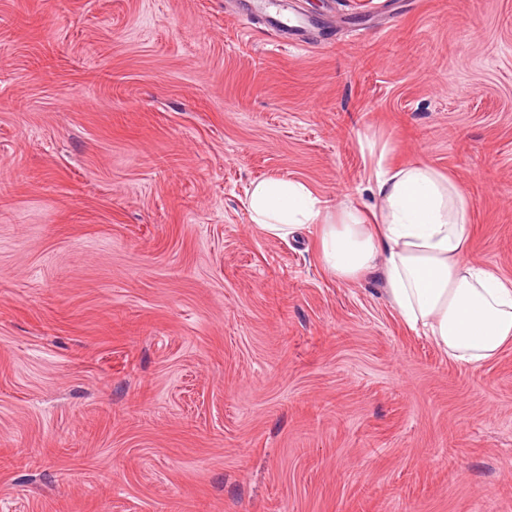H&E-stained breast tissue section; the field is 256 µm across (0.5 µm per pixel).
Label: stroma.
Masks as SVG:
<instances>
[{"mask_svg": "<svg viewBox=\"0 0 512 512\" xmlns=\"http://www.w3.org/2000/svg\"><path fill=\"white\" fill-rule=\"evenodd\" d=\"M0 0V512H512V346L462 366L250 182L455 176L512 278V0Z\"/></svg>", "mask_w": 512, "mask_h": 512, "instance_id": "1", "label": "stroma"}]
</instances>
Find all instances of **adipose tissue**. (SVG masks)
<instances>
[{
  "mask_svg": "<svg viewBox=\"0 0 512 512\" xmlns=\"http://www.w3.org/2000/svg\"><path fill=\"white\" fill-rule=\"evenodd\" d=\"M370 181L376 206L335 211L304 181L257 179L246 190V209L251 223L279 240L308 231L334 280L380 272L403 322L456 363L478 365L512 345V279L468 260L462 187L422 162L389 167L382 154Z\"/></svg>",
  "mask_w": 512,
  "mask_h": 512,
  "instance_id": "adipose-tissue-1",
  "label": "adipose tissue"
}]
</instances>
